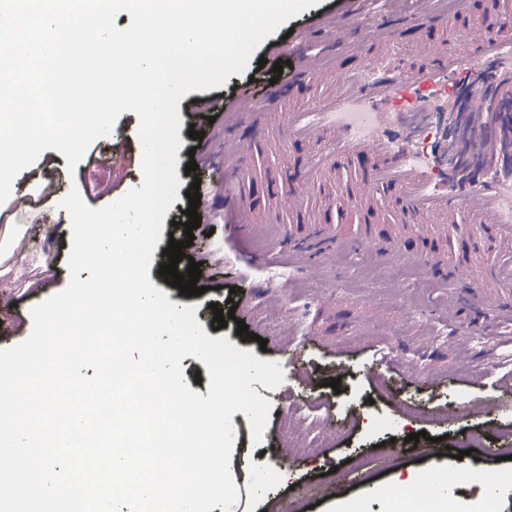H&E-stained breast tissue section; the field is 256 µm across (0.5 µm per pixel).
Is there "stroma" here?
I'll list each match as a JSON object with an SVG mask.
<instances>
[{
  "instance_id": "obj_1",
  "label": "stroma",
  "mask_w": 512,
  "mask_h": 512,
  "mask_svg": "<svg viewBox=\"0 0 512 512\" xmlns=\"http://www.w3.org/2000/svg\"><path fill=\"white\" fill-rule=\"evenodd\" d=\"M418 0H319L281 25L251 56L244 74L229 76L225 85L192 91L178 103L181 119L176 174L181 184L201 179L211 202L193 234L187 253L197 261H225L215 268V287L187 297L179 289L162 285L168 300L178 307H194L205 334L224 337L235 347L252 352L263 361L278 363L284 381L276 389L255 384V391L269 400L271 409L261 443H253L247 416L231 417L234 443L230 456L233 480L247 488L252 455L264 456L263 485L248 493L243 512H332L334 497L323 494L325 473L348 470L359 457L383 454L382 468L360 470L347 483L343 497L359 500L362 512H385L387 504L378 490L391 489L408 474L474 468L476 476L450 486L456 502L471 505L486 494L483 484L488 449L512 447V322L482 317L462 309L448 317V285L422 274L416 284L397 288L394 277L417 266V256L427 244L413 243L412 256L395 255L388 267L378 266L363 245H338L320 260L316 276L307 277L276 246L280 226L267 223L260 235L229 244L224 207L225 194L240 195L257 213L270 205L269 188L288 183L299 169L309 147L286 142L280 153L253 148L251 171L244 181L224 183L215 170L219 156L205 152V141L224 140V115L232 111L241 86L256 94L271 80L287 84L304 58L335 60L337 65H357L364 54L376 50L366 42L339 58L331 56L328 24L347 19L358 24L388 22L398 43L414 37L435 39L437 28L420 22ZM267 67H259L260 59ZM286 65L273 76L269 65ZM213 114L214 122L204 121ZM139 118L131 111L117 119L110 136L97 139L75 169L54 149V159L43 169L40 181L22 176L15 192L29 191L35 205L22 222L0 221V348L13 346L31 332V308L64 289L69 281L68 259L72 229L60 201L78 189L91 208L105 206L142 183ZM200 139H192L189 129ZM119 148L134 158L123 169H103L98 156ZM198 164L186 176L188 161ZM235 302L234 320L215 329L209 304ZM278 308L271 316L270 308ZM245 321L254 338L237 335L238 321ZM340 379L339 388L330 380ZM460 404L464 413L449 418L448 407ZM301 420L298 434L280 426L285 414ZM425 432V439L408 441L411 433ZM474 432L484 433L481 447L468 449ZM440 438L447 455L427 454L433 438ZM294 464L282 468L281 455Z\"/></svg>"
}]
</instances>
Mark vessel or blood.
<instances>
[{"label":"vessel or blood","instance_id":"b4317fda","mask_svg":"<svg viewBox=\"0 0 512 512\" xmlns=\"http://www.w3.org/2000/svg\"><path fill=\"white\" fill-rule=\"evenodd\" d=\"M332 47L360 37L377 41L376 53L342 71L302 61L292 84L263 98L240 99L224 123V170L246 177L252 147L240 136L263 137L271 123L298 144H314L294 181L274 193L278 214H297L314 195L327 205L345 199L352 210H374L377 188L398 196L399 210L385 234L357 224L290 227L282 241L292 261L314 273L312 258L345 242H361L388 257L409 238L432 246L421 261L449 287L497 298L500 317H512V25L490 35L476 19L450 40L417 38L395 48L387 28L360 31L349 21L331 27ZM321 89L311 102L286 109L294 86ZM348 172H340V163ZM234 235L259 231L246 203L225 198ZM491 236L490 251L459 267L451 244L476 233Z\"/></svg>","mask_w":512,"mask_h":512}]
</instances>
